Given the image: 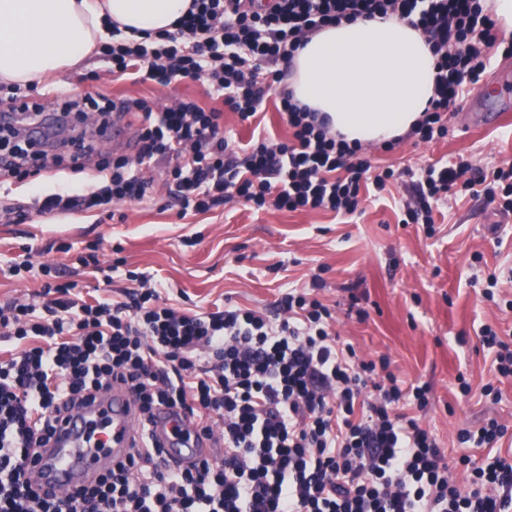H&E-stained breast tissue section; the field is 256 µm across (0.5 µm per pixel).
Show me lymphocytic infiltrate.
<instances>
[{
	"label": "lymphocytic infiltrate",
	"mask_w": 512,
	"mask_h": 512,
	"mask_svg": "<svg viewBox=\"0 0 512 512\" xmlns=\"http://www.w3.org/2000/svg\"><path fill=\"white\" fill-rule=\"evenodd\" d=\"M393 15L421 30L437 58L435 94L410 135L424 143L445 137L447 112L480 88L494 49L512 53L486 0H192L173 30L141 42L116 33L102 53L116 72L140 81L205 80L221 108L67 99L62 116L79 123L91 111L104 128L134 113L136 157L103 159L107 182L97 191L7 207L0 222L25 223L33 208L140 203L157 180L184 215L234 199L354 215L362 190H385L393 170L332 133L328 118L296 102L283 80L309 33ZM271 92L290 138L257 132L236 144L224 131L225 112L252 122ZM478 186L499 199L500 212H512V164L488 174L463 160L421 168L403 221L433 226L439 203ZM124 274L127 285L112 299L48 282L42 303L0 305V342L16 344L0 358V512H512V456L500 452L511 430L494 418L462 429L460 443L486 454L449 465L417 419L429 384L399 380L388 357L361 359L312 292L285 293L277 315L230 304L190 314L150 275ZM115 383L137 406L144 451L94 484L43 496L28 474L33 450L62 414ZM160 405L191 418L217 454L172 465L149 435Z\"/></svg>",
	"instance_id": "lymphocytic-infiltrate-1"
}]
</instances>
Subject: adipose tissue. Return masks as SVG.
I'll return each mask as SVG.
<instances>
[{
  "mask_svg": "<svg viewBox=\"0 0 512 512\" xmlns=\"http://www.w3.org/2000/svg\"><path fill=\"white\" fill-rule=\"evenodd\" d=\"M190 0H0V81L28 86L74 67L108 39L172 29ZM423 34L396 18L344 21L307 38L288 86L347 140L383 144L408 131L435 89Z\"/></svg>",
  "mask_w": 512,
  "mask_h": 512,
  "instance_id": "obj_1",
  "label": "adipose tissue"
}]
</instances>
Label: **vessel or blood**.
Segmentation results:
<instances>
[{
  "mask_svg": "<svg viewBox=\"0 0 512 512\" xmlns=\"http://www.w3.org/2000/svg\"><path fill=\"white\" fill-rule=\"evenodd\" d=\"M104 136L128 153H135V139L121 120H114ZM174 423L171 410L161 408L155 436L168 445L179 464L189 465L209 452L211 445L204 437L186 447L175 444L171 434ZM140 442L132 399L115 387L86 401L78 411L62 416L46 445L36 449L32 472L43 495H60L111 470L113 463L124 460L131 446Z\"/></svg>",
  "mask_w": 512,
  "mask_h": 512,
  "instance_id": "vessel-or-blood-1",
  "label": "vessel or blood"
}]
</instances>
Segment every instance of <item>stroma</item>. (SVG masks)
<instances>
[{
    "instance_id": "stroma-1",
    "label": "stroma",
    "mask_w": 512,
    "mask_h": 512,
    "mask_svg": "<svg viewBox=\"0 0 512 512\" xmlns=\"http://www.w3.org/2000/svg\"><path fill=\"white\" fill-rule=\"evenodd\" d=\"M76 94L143 98L159 108L178 98L206 108L214 104L203 82L135 83L113 74L111 62L98 54L15 92L0 84V111L17 98L52 110ZM481 96L448 113L444 139L418 144L403 136L371 147L375 163L393 169L396 180L391 190L372 192L362 213L352 217L257 211L234 200L182 218L157 184L143 203L122 206V221L96 210L51 219L34 213L23 224L0 223V302L38 300L44 265L92 296H111L122 279L105 284L87 276L76 261V251L91 243L105 262L121 248L128 269L154 275L191 313L224 302L272 310L286 289L319 281L318 297L335 307L336 330L343 338L366 356H388L401 380L430 384L422 421L448 459H456L460 428L494 417L512 429V383L505 385L500 402L480 395L493 373L477 338L485 325L512 335V222L484 198L469 195L442 207L430 231L420 224H399L397 211L413 194L405 170L461 159L488 171L512 163V122L495 120L498 112H512V67L488 76ZM96 182L93 170L74 173L54 166L21 183L0 182V203H27L35 194L60 189L82 193ZM61 242L72 244L73 253L56 251ZM14 261L31 263L32 272L11 275ZM493 275L498 285L488 300L482 292ZM355 297L368 309L367 320L349 314ZM462 377L470 394L459 388Z\"/></svg>"
}]
</instances>
